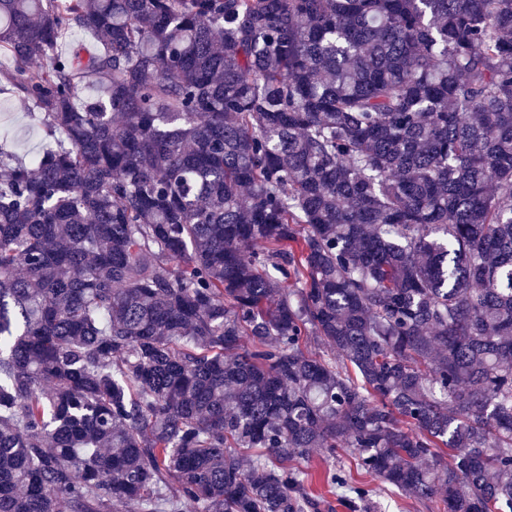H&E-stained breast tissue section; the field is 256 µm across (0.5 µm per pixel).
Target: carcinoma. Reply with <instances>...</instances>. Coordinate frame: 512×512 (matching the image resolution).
Masks as SVG:
<instances>
[{
    "label": "carcinoma",
    "mask_w": 512,
    "mask_h": 512,
    "mask_svg": "<svg viewBox=\"0 0 512 512\" xmlns=\"http://www.w3.org/2000/svg\"><path fill=\"white\" fill-rule=\"evenodd\" d=\"M1 47L53 144L0 150V512H333L317 448L512 512V0H0ZM74 45H79L85 54H95L102 49L100 36L91 30L80 31L74 35L63 37L59 41L58 50L68 53Z\"/></svg>",
    "instance_id": "obj_1"
}]
</instances>
